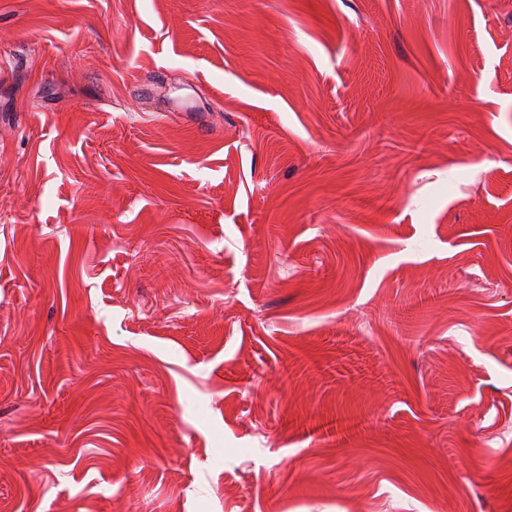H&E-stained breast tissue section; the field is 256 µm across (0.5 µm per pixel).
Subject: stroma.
Returning a JSON list of instances; mask_svg holds the SVG:
<instances>
[{
  "label": "stroma",
  "instance_id": "obj_1",
  "mask_svg": "<svg viewBox=\"0 0 512 512\" xmlns=\"http://www.w3.org/2000/svg\"><path fill=\"white\" fill-rule=\"evenodd\" d=\"M0 512H507L512 0H0Z\"/></svg>",
  "mask_w": 512,
  "mask_h": 512
}]
</instances>
